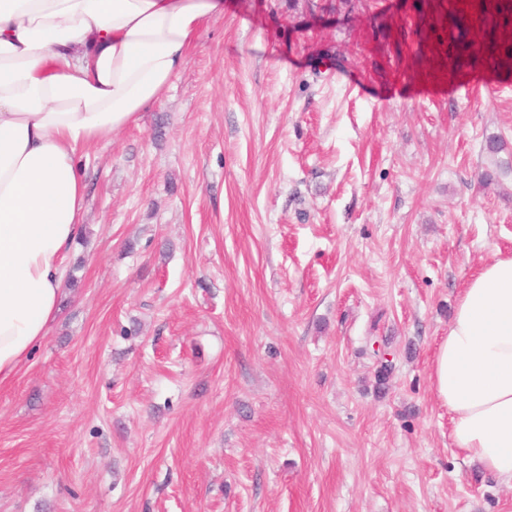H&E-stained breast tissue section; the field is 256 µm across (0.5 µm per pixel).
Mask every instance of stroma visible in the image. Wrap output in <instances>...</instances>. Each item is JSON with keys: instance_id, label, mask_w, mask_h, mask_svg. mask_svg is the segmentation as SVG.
<instances>
[{"instance_id": "1", "label": "stroma", "mask_w": 512, "mask_h": 512, "mask_svg": "<svg viewBox=\"0 0 512 512\" xmlns=\"http://www.w3.org/2000/svg\"><path fill=\"white\" fill-rule=\"evenodd\" d=\"M511 48L512 0H224L80 156L78 285L0 386V512H512L430 381L512 255Z\"/></svg>"}]
</instances>
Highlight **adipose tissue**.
<instances>
[{"instance_id":"1","label":"adipose tissue","mask_w":512,"mask_h":512,"mask_svg":"<svg viewBox=\"0 0 512 512\" xmlns=\"http://www.w3.org/2000/svg\"><path fill=\"white\" fill-rule=\"evenodd\" d=\"M224 0H0V385L48 335L82 232L80 150L137 123ZM431 384L456 447L512 484V256L460 294Z\"/></svg>"}]
</instances>
